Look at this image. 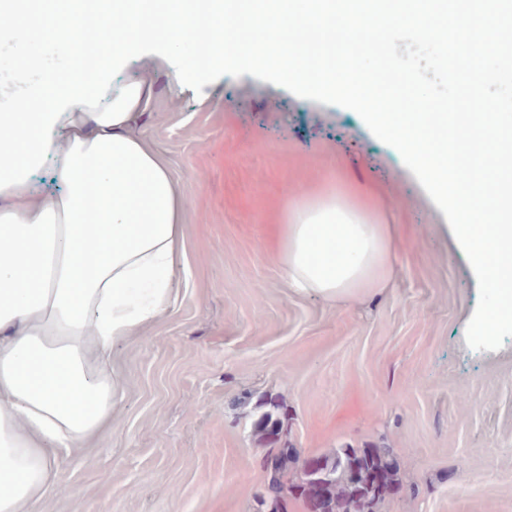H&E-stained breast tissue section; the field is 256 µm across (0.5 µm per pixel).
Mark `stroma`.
Wrapping results in <instances>:
<instances>
[{
    "label": "stroma",
    "instance_id": "1",
    "mask_svg": "<svg viewBox=\"0 0 512 512\" xmlns=\"http://www.w3.org/2000/svg\"><path fill=\"white\" fill-rule=\"evenodd\" d=\"M63 37L18 31L23 55L58 70ZM138 132L187 197L185 251L150 333L112 349L128 386L102 444L61 466L36 512H253L265 476L254 423L271 405L303 455L386 443L402 482L382 512H512V334L469 323L490 295L451 218L390 141L340 100L265 70L210 74L172 97L169 67ZM361 174L395 226L398 261L379 291L328 301L292 293L268 237L298 186Z\"/></svg>",
    "mask_w": 512,
    "mask_h": 512
}]
</instances>
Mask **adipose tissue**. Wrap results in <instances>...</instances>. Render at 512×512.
I'll return each instance as SVG.
<instances>
[{"label": "adipose tissue", "instance_id": "1", "mask_svg": "<svg viewBox=\"0 0 512 512\" xmlns=\"http://www.w3.org/2000/svg\"><path fill=\"white\" fill-rule=\"evenodd\" d=\"M171 22L158 0H110L112 24L57 29L75 39L74 66L58 74L40 61L18 65L0 83L15 108L0 112V512H34L61 465L114 425L126 385L112 347L140 339L165 310L184 249L186 204L164 158L137 134L155 100L153 82L124 78L141 48L167 55L193 48V66L175 69L174 95L198 93L214 72L271 70L284 85L341 99L393 141L447 207L452 232L493 298L470 329L482 342L512 330V116L488 123L494 105L475 86L461 112L435 111L412 77L389 92L378 75L338 64L348 40L382 41L368 13L338 15L324 0L321 21L303 0H178ZM224 21H216V12ZM100 50L88 68L80 49ZM39 74L41 91L20 86ZM50 160L59 189L36 180ZM363 179L336 176L292 194L276 228L277 256L289 288L327 299L382 286L398 255L393 227L365 198Z\"/></svg>", "mask_w": 512, "mask_h": 512}]
</instances>
